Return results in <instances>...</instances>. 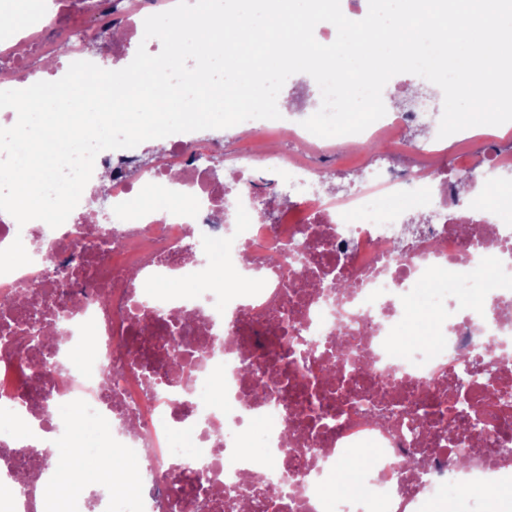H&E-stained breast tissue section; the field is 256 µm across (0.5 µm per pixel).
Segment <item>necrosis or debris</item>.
<instances>
[{
    "mask_svg": "<svg viewBox=\"0 0 512 512\" xmlns=\"http://www.w3.org/2000/svg\"><path fill=\"white\" fill-rule=\"evenodd\" d=\"M418 118L407 106L343 144L294 127L291 150L262 144L264 119L249 122L254 148L189 132L138 177L116 167L104 183L105 150L61 226L0 211V249L19 233L35 247L0 274V403L37 422L26 444L0 429V512H38L56 482L41 443L69 438L77 408L139 470L135 495L99 482L68 512H425L444 488L511 485L512 223L451 199L485 166L512 164L476 134L471 158L438 165L441 139L409 135ZM384 131L354 186L326 185L319 157ZM214 153L229 182L198 168ZM256 171L321 188L270 223ZM154 186L192 203L130 212ZM102 193L111 212L88 228ZM401 224L417 227L410 246ZM442 269L483 298L449 296L431 341L408 343ZM34 323L59 340L30 342ZM350 457L365 463L341 497L332 477Z\"/></svg>",
    "mask_w": 512,
    "mask_h": 512,
    "instance_id": "1",
    "label": "necrosis or debris"
}]
</instances>
